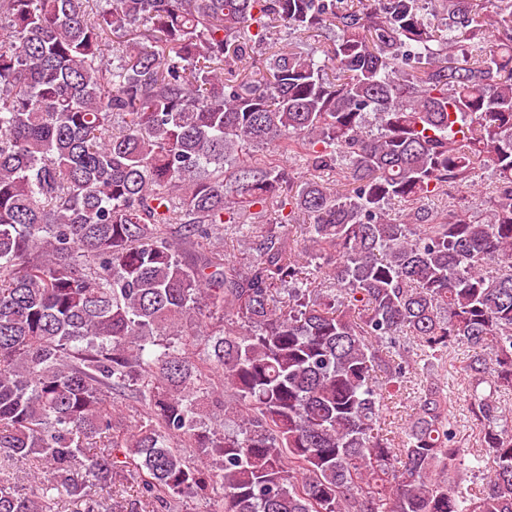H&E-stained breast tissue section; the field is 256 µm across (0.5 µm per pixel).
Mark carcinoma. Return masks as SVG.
<instances>
[{
	"instance_id": "carcinoma-1",
	"label": "carcinoma",
	"mask_w": 512,
	"mask_h": 512,
	"mask_svg": "<svg viewBox=\"0 0 512 512\" xmlns=\"http://www.w3.org/2000/svg\"><path fill=\"white\" fill-rule=\"evenodd\" d=\"M327 25L321 56L270 37ZM486 168L487 208L427 206ZM459 344L483 452L446 375L384 437L411 348ZM507 393L512 0H0V458L39 463L0 512H512ZM234 224L224 225V254L227 256L252 257L251 242L242 234L235 233ZM217 498L203 497L197 494H190L178 501L175 512H215L219 508Z\"/></svg>"
}]
</instances>
